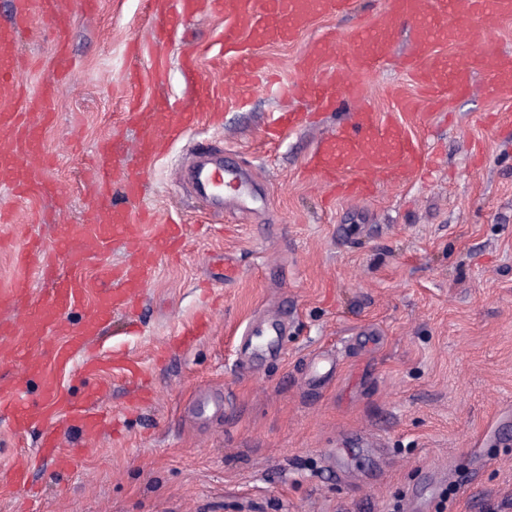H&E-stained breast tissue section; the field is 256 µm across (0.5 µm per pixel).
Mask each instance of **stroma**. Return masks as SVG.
<instances>
[{
    "mask_svg": "<svg viewBox=\"0 0 512 512\" xmlns=\"http://www.w3.org/2000/svg\"><path fill=\"white\" fill-rule=\"evenodd\" d=\"M65 6L74 68L44 131L49 164L27 160L57 193L7 200L14 221L0 223V290L25 280L37 297L49 281L16 259L27 229L51 257L57 225H71L84 242L73 266L90 282L126 261L124 246L101 244L86 221L91 152L122 135L124 177L138 160L139 130L122 123L129 104L160 116L189 103L179 60L224 33L223 19L200 16L159 45L141 0H98L91 16L82 0ZM370 24L390 18L357 0L289 42L244 36L266 62L264 83L240 85L200 54L202 73L224 92L223 120L171 143L130 206L132 220L145 208L186 225V250L177 262L158 258L145 300L128 310L139 331L108 327L88 352L112 383V439L70 431L81 451L71 471L41 463L33 478L42 498L29 504L0 487V512H393L415 491L428 512L448 493L453 512H487V501L512 498V129L493 124L512 114V91L483 93L489 57L471 95L413 114L403 107L420 95L409 73L347 70L360 89L353 111L400 119L428 169L366 199L332 198L303 167L343 115L314 113L286 90L307 80L299 61L315 39ZM476 45L512 51V19H486L473 41L433 51L458 61ZM17 48V79L35 93L53 58L40 15ZM157 53L169 65L162 84L151 70ZM285 112L304 113L303 125L269 140ZM195 149L247 172L253 209L229 195L219 212L197 199L179 172ZM226 259L240 269L237 283L202 287ZM206 306L211 335L183 346L181 333ZM280 323L279 346L260 348Z\"/></svg>",
    "mask_w": 512,
    "mask_h": 512,
    "instance_id": "stroma-1",
    "label": "stroma"
}]
</instances>
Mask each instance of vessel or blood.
Wrapping results in <instances>:
<instances>
[{"label": "vessel or blood", "instance_id": "obj_1", "mask_svg": "<svg viewBox=\"0 0 512 512\" xmlns=\"http://www.w3.org/2000/svg\"><path fill=\"white\" fill-rule=\"evenodd\" d=\"M452 2L385 0V9L395 23L415 25L411 75L430 97L463 95L484 57L483 49H475L459 66L449 64L443 56L429 55L434 30L448 36L455 33L448 24ZM9 3L10 21L0 27V141L8 145L7 150L0 152V170L8 174L6 180L0 181V192L11 191L17 198L33 194L48 196L54 191L53 185L36 179L20 159L42 153L43 125L51 116L57 80L65 76L70 65L68 41L72 16L63 9L62 0H9ZM350 6L351 0H147L155 40L160 44L184 16L208 12L224 17L227 25L219 56L222 61L232 63L245 60L240 30L258 33L272 43L290 41L314 17L342 14ZM36 12L49 24L56 50V76L46 81L38 94L28 95L17 80L15 39ZM470 14L476 19L489 15L511 18L512 0H470ZM392 44L393 32L388 28L376 35L357 32L346 39L332 37L318 41L299 62L300 69L311 73V80L297 83L291 92L322 109H340L356 97L357 89L337 74L318 78L323 60L336 53L347 64L371 71L388 61ZM180 71L195 93L193 106H173L166 123L146 119L135 108L125 114L128 124L142 130L138 174L122 181L116 179V137L104 139L96 151L98 193L87 220L92 224L111 225L129 252L128 261L112 269L107 279L92 289L76 275L45 267L43 274L52 280L54 288L49 297L39 302L30 301L28 285L23 281L16 282L9 291L0 292V308H15L20 320L16 326L0 324V361L20 364L26 372L25 377H14L4 384L11 398L8 426L16 435L39 426L36 456L51 461L60 472L69 471L80 454L79 449L65 446V429L108 431L113 420L100 409L106 387L97 362L82 365L84 390L76 398L60 391L55 378L45 372L44 362L50 357L56 363L71 364L74 356L84 351L116 315L126 313L129 305L144 293L154 274L155 251L141 247L140 227L132 223L128 205L140 200L142 177L152 170L173 133L197 122L195 104L216 112L223 105L222 96L202 78L196 57L185 58ZM487 86L493 94L512 89V52L497 55ZM425 164L417 141L402 121L382 119L367 110L350 113L346 122L332 130L311 155L306 169L310 176L332 184L339 194L363 199L373 192V178H401L421 171ZM189 183L197 197L210 207L220 205L226 191H234L240 198L247 194L248 181L242 172L234 169L220 172L205 162L193 166ZM116 186L127 199V206L111 204L110 196ZM183 239V225L158 223L153 227L156 250L178 254ZM90 295L95 298L91 304L86 301ZM81 306L87 312L81 327L75 330L67 325L65 316L70 309ZM34 376L40 377L42 388V399L36 404L28 400V380ZM0 483L18 491H32L30 464L17 463L1 469Z\"/></svg>", "mask_w": 512, "mask_h": 512}]
</instances>
